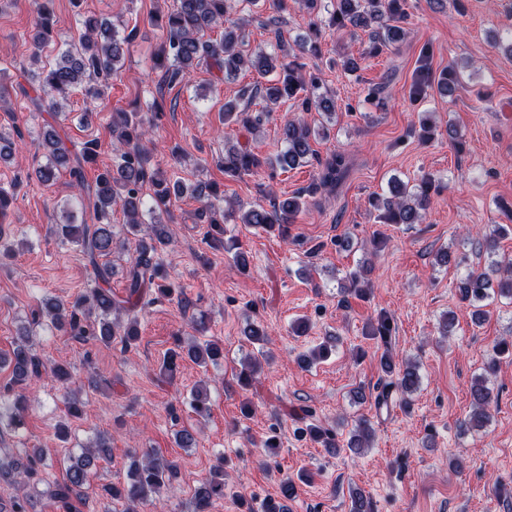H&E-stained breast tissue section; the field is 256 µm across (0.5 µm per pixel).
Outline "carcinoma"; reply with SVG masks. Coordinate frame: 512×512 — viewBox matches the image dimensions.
I'll list each match as a JSON object with an SVG mask.
<instances>
[{"mask_svg": "<svg viewBox=\"0 0 512 512\" xmlns=\"http://www.w3.org/2000/svg\"><path fill=\"white\" fill-rule=\"evenodd\" d=\"M308 15L309 36L302 38V44L312 53L319 52L318 40L321 32L328 29H357L370 31L371 41L368 54L376 56L404 39L402 23L407 18L406 0H302ZM35 13L34 49L38 52L51 42L54 26V0H33ZM235 0H173L165 11L155 15L156 25L165 34L159 50L153 57L154 67L161 73L167 85L185 82L198 66L224 74V78L236 75L244 68H251L261 74L279 71L282 78L265 87H245L240 98L252 99L262 96L266 105L291 101L300 112H319L331 121L335 115L336 103L332 96L320 92L316 77L305 78L304 63L300 56L286 46L281 26V16L267 19L266 26L274 31L279 53L271 54L260 49L246 53L239 43V22L231 16ZM224 27L220 40L202 39V32L212 26ZM136 37V29L119 35L111 21L88 15L81 20L78 36L58 51L54 63L33 73L37 80L35 96L29 97L33 111L40 112L48 107L57 116L68 119L63 101L69 92L79 87L85 98L95 100L103 95L108 79L121 69L125 46ZM460 82L455 66L434 73L431 67V53L424 50L413 74L408 96L413 102L427 96L433 86L443 96H450ZM270 112H250L238 102L224 103V120L241 125L254 132ZM149 120L139 112L118 111L112 113L110 128L117 142L114 146L115 159L99 173L90 185L85 183L83 163L90 162L98 155L96 140L85 142L79 152L73 153L63 142L59 132L48 126L42 134L46 148V162L34 170L35 178L43 183L53 182L60 171L71 178V185L86 193L87 207L93 213V223L77 224L74 215L63 211L62 222L56 225V232L62 239L80 247L95 265L94 285L87 294L66 302L55 297L43 299L32 311L36 323H46L50 330L67 334L76 339L94 340L104 345L115 339L125 348L135 345L138 340L137 321L134 314L144 289L162 273V267L154 256L171 243L168 225L154 219L164 212L171 214L173 201L190 195L202 202L200 217L208 224H222L233 216V208L223 209L216 205L219 200L214 184H190L180 179L173 181L148 172L149 156L142 144L148 134ZM279 139L283 150L274 157L260 160L248 148L241 145L224 147V174L240 177L267 164L283 171L302 166L316 156L311 148V126L300 116L288 119L279 127ZM350 161L342 152H333L320 162V172L308 193L297 192L292 196L273 203L270 208L251 207L240 216V223L265 230L283 228L293 223L295 217L307 204V199L318 200L313 195L318 190L332 194L347 177ZM150 183L153 188V204L149 205L142 194V187ZM392 197L383 200L373 196L370 205L380 211L379 219L384 224H418L431 204L432 195L439 190V181L430 174H423L414 186L403 184L398 179L391 181ZM119 207L128 226V232L135 241H124L122 247L134 248L136 257L127 272L126 298H112V264L107 257L112 255L116 242L112 232V209ZM224 250L232 254V260L243 273L249 271V255L240 249L237 241L224 244ZM105 262L100 263L98 259ZM369 270L352 271L346 276L347 284L341 293L364 297L369 294V282L363 275ZM460 300L471 309L474 323L485 321L486 307L506 300L512 305V262L506 265L503 276L498 279L478 266L470 267L458 285ZM245 337L259 345L257 354L248 357L237 374L244 387L256 382L262 362L270 360L264 350L268 334L260 322H251L244 330ZM367 335L385 340L392 335L390 318L380 313L368 324ZM186 357L206 365L217 364L224 358V347L217 340L203 342L192 337L181 351L170 353L164 363V370L171 372L177 360ZM512 357V340L503 338L494 346V357L486 364L484 372L477 375L470 388L472 412L463 425L472 429L484 428L490 420V407L494 403L492 389L488 386V375L494 373L502 358ZM11 367L9 390L0 391V440L16 434L25 425L29 411L27 387L41 376L44 367L40 357L23 341L7 356L0 354V365ZM381 372L389 379L377 395V405L387 404L390 388L395 387L409 396L421 385L418 365L410 359L397 363L390 350L379 358ZM190 406L197 417L205 419L210 415L211 405L206 388L199 386L192 391ZM310 440L322 443L333 451L332 431L321 425L309 423L300 429ZM374 430L370 421L361 416L354 421L347 447L354 451L370 447ZM49 449L28 448L19 455L0 454V481L15 484L17 494L13 497L9 512H32V498L27 487L41 481V474L48 466ZM112 456L110 438L101 433L96 440L82 447V452L69 457L70 465L62 482L49 485V497L60 512H73L75 502L83 499L84 488L90 482L93 468L99 460ZM129 482L118 488L114 485L102 487L104 496L112 503L120 502L123 512H138L140 506L161 497L176 476L174 464L157 452L145 450L130 455ZM296 484L292 480L280 487L282 501L270 500L263 512H289L286 500L296 497ZM224 496V470L219 467L210 473L194 493L195 512H208L213 498Z\"/></svg>", "mask_w": 512, "mask_h": 512, "instance_id": "carcinoma-1", "label": "carcinoma"}]
</instances>
